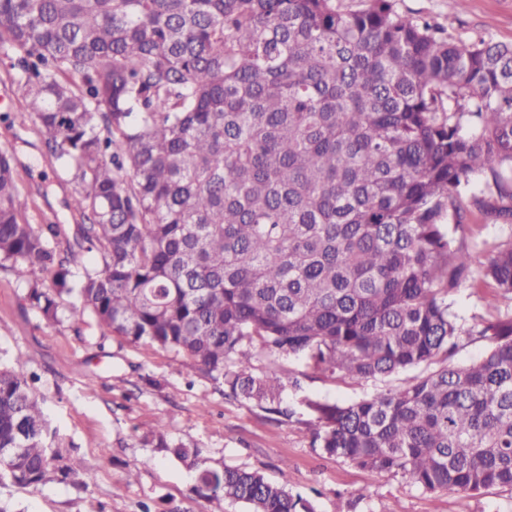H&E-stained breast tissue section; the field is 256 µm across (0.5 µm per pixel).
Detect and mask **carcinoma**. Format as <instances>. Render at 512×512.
<instances>
[{"instance_id": "cac0c4a2", "label": "carcinoma", "mask_w": 512, "mask_h": 512, "mask_svg": "<svg viewBox=\"0 0 512 512\" xmlns=\"http://www.w3.org/2000/svg\"><path fill=\"white\" fill-rule=\"evenodd\" d=\"M0 47L17 119L80 186L76 223L31 224L0 147V268L46 320L88 314L288 418L305 373L259 376L263 354L372 382L305 399L314 447L428 493L512 492V310L466 321L450 301L465 285L512 301V235L467 242L462 206L512 218V45L460 46L394 0H0ZM462 336L487 346L455 366ZM142 442L250 512H313L161 424ZM93 479L23 363L0 362V486Z\"/></svg>"}]
</instances>
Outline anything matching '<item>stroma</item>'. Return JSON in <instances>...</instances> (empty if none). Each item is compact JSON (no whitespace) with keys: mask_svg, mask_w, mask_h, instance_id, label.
I'll return each mask as SVG.
<instances>
[{"mask_svg":"<svg viewBox=\"0 0 512 512\" xmlns=\"http://www.w3.org/2000/svg\"><path fill=\"white\" fill-rule=\"evenodd\" d=\"M396 9L438 26L460 44L484 37L512 44V0H395ZM16 74L0 54V145L17 150L18 170L32 224L73 223L67 204L79 186L50 165L41 136L14 115L24 106ZM27 286L0 269V360H23L38 375L37 395L52 430L81 464L93 467L87 488L50 483L0 488L12 512H85L88 501L104 512H249L246 504L195 492L196 481L168 452L142 445V436L164 423L178 444L199 447L209 466L261 472L307 499L314 512H512V493L490 489L482 495L431 494L408 478L370 474L328 457L311 445V417L292 419L268 413L227 395L172 353L134 345L102 334L94 321L74 329L69 321L50 323L26 300ZM372 384L343 377L305 380L284 398L316 396L350 402L372 393ZM138 477L127 481V470ZM368 496L356 500L355 490Z\"/></svg>","mask_w":512,"mask_h":512,"instance_id":"obj_1","label":"stroma"}]
</instances>
